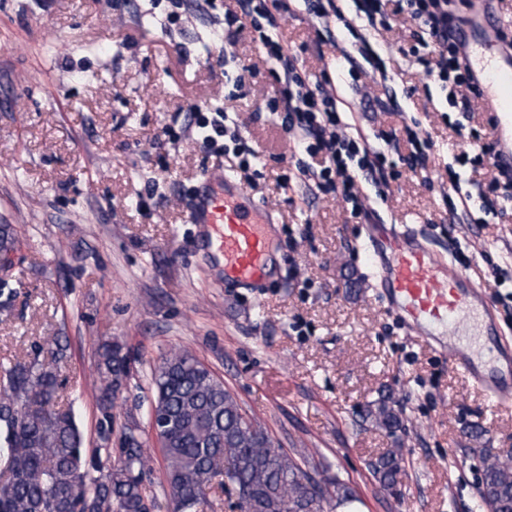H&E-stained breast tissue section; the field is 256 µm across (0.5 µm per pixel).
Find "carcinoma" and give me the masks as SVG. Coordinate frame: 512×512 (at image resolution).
Wrapping results in <instances>:
<instances>
[{
  "instance_id": "1",
  "label": "carcinoma",
  "mask_w": 512,
  "mask_h": 512,
  "mask_svg": "<svg viewBox=\"0 0 512 512\" xmlns=\"http://www.w3.org/2000/svg\"><path fill=\"white\" fill-rule=\"evenodd\" d=\"M13 225L0 224V252L16 249ZM66 346L55 340L29 361L1 365L0 512H145L151 501L142 491L147 457L134 432L122 437L117 464H104L112 448L87 457L83 436L71 410L59 407L57 363ZM97 368L104 382L99 404L101 430L112 432L114 388L128 372L129 359L117 344L99 346ZM157 410L170 419L161 448L169 501L175 512L207 506L213 479L224 476L222 491L236 498L243 512H323V503L354 506L358 498L339 479L328 485L305 469L247 414L224 381L188 351L162 359L154 372ZM391 436L403 430L391 394H383L360 413ZM403 458L390 450L369 464L385 489L397 484ZM481 497L494 512H512V460L488 455Z\"/></svg>"
}]
</instances>
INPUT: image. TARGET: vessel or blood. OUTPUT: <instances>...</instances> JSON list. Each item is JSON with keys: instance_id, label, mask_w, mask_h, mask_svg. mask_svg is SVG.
I'll return each mask as SVG.
<instances>
[{"instance_id": "b4317fda", "label": "vessel or blood", "mask_w": 512, "mask_h": 512, "mask_svg": "<svg viewBox=\"0 0 512 512\" xmlns=\"http://www.w3.org/2000/svg\"><path fill=\"white\" fill-rule=\"evenodd\" d=\"M496 19L474 14L457 32L464 60L478 85L497 142L495 163L512 172V54L495 50ZM224 192L203 191L193 211L212 251L224 259V282L261 287L273 265L274 222L246 189L224 175ZM367 256L380 269L386 303L416 329L497 405L512 406V346L493 345L490 356L452 339L448 328L463 314L474 316L479 335H495L497 322L484 285L474 283L455 262L433 260L419 241L393 232L372 239Z\"/></svg>"}]
</instances>
